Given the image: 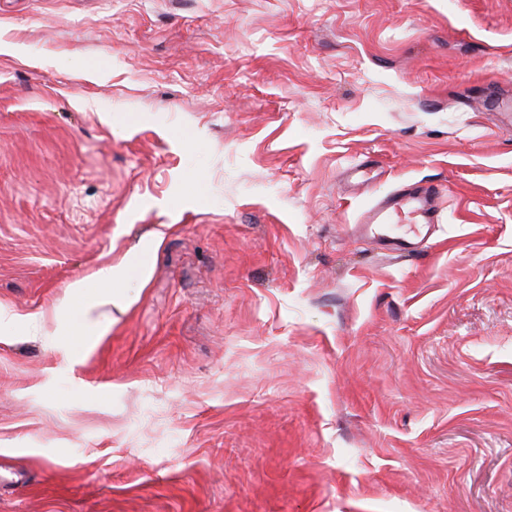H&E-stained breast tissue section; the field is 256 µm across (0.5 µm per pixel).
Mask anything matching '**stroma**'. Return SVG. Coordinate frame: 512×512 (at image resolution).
Instances as JSON below:
<instances>
[{"instance_id":"stroma-1","label":"stroma","mask_w":512,"mask_h":512,"mask_svg":"<svg viewBox=\"0 0 512 512\" xmlns=\"http://www.w3.org/2000/svg\"><path fill=\"white\" fill-rule=\"evenodd\" d=\"M1 42L0 512H512V0H0ZM405 179L444 221L397 262L346 227ZM128 262L123 261L117 266L108 267L95 274V289L87 295L86 302L81 309H71L73 326L68 336H76L75 344L86 342L89 336H98L102 325L99 320L91 317V312L98 307H123L127 304L124 293L125 271Z\"/></svg>"}]
</instances>
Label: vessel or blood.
<instances>
[{
    "label": "vessel or blood",
    "mask_w": 512,
    "mask_h": 512,
    "mask_svg": "<svg viewBox=\"0 0 512 512\" xmlns=\"http://www.w3.org/2000/svg\"><path fill=\"white\" fill-rule=\"evenodd\" d=\"M440 185L410 180L372 201L349 235L374 244L393 257H416L436 237L442 221Z\"/></svg>",
    "instance_id": "vessel-or-blood-1"
}]
</instances>
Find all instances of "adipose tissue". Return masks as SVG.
Returning <instances> with one entry per match:
<instances>
[{
  "instance_id": "adipose-tissue-1",
  "label": "adipose tissue",
  "mask_w": 512,
  "mask_h": 512,
  "mask_svg": "<svg viewBox=\"0 0 512 512\" xmlns=\"http://www.w3.org/2000/svg\"><path fill=\"white\" fill-rule=\"evenodd\" d=\"M125 265H117L100 270L96 274L94 290L88 294L82 308L72 309L73 326L70 330L76 343H84L87 337L98 335L102 329L100 321L92 318L91 313L99 307L126 305L124 293Z\"/></svg>"
}]
</instances>
